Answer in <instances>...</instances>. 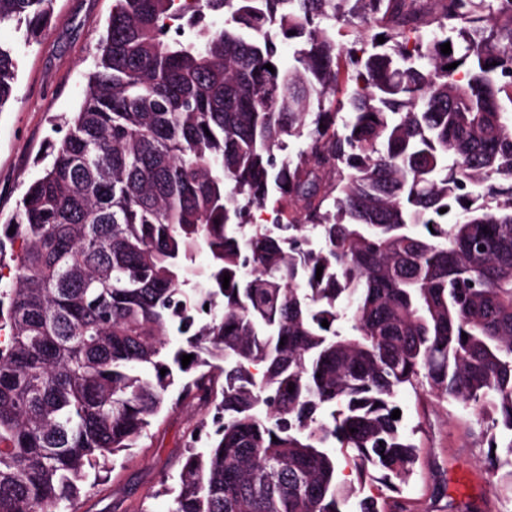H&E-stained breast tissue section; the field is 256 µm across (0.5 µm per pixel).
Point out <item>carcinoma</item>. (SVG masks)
Here are the masks:
<instances>
[{
    "instance_id": "carcinoma-1",
    "label": "carcinoma",
    "mask_w": 512,
    "mask_h": 512,
    "mask_svg": "<svg viewBox=\"0 0 512 512\" xmlns=\"http://www.w3.org/2000/svg\"><path fill=\"white\" fill-rule=\"evenodd\" d=\"M51 5L0 0V25L35 38ZM349 17L372 50L337 47ZM16 68L0 45V109ZM65 125L4 229L0 512H79L177 383L215 413L170 512H346L335 447L361 480L416 460L405 387L512 455V0H116ZM273 191L280 234L242 236Z\"/></svg>"
}]
</instances>
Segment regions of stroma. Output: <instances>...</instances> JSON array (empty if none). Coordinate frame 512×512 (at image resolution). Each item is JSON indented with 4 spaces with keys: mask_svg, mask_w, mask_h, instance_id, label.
I'll use <instances>...</instances> for the list:
<instances>
[{
    "mask_svg": "<svg viewBox=\"0 0 512 512\" xmlns=\"http://www.w3.org/2000/svg\"><path fill=\"white\" fill-rule=\"evenodd\" d=\"M113 6L114 0H54L51 21L34 40L16 25L0 26V41L14 46L18 62L15 97L0 111V226L40 175L42 158L63 138L65 118L79 108ZM178 393V387L169 389L151 439L120 456L108 481L88 487L80 512H104L122 494L127 505L144 501L150 512H169L171 496L157 489L176 486L186 454L184 432L202 416L195 406L178 402ZM398 402L418 461L397 487L359 486L348 512H358L364 496L400 501L406 512H512L478 445L491 420H476L461 405L409 389Z\"/></svg>",
    "mask_w": 512,
    "mask_h": 512,
    "instance_id": "35a3bbf8",
    "label": "stroma"
}]
</instances>
